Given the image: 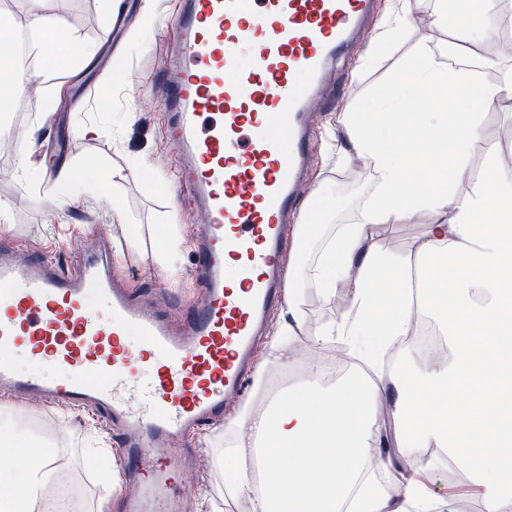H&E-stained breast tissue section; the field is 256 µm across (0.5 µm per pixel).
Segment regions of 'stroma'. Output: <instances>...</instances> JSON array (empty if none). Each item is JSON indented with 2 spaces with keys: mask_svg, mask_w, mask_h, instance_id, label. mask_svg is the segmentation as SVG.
I'll return each instance as SVG.
<instances>
[{
  "mask_svg": "<svg viewBox=\"0 0 512 512\" xmlns=\"http://www.w3.org/2000/svg\"><path fill=\"white\" fill-rule=\"evenodd\" d=\"M115 5L125 16L126 25L112 46L106 38L115 18L105 12L102 0H48L46 13L62 16L74 36L95 46L96 55L82 68H56L43 76L28 72L20 97L7 107L14 123L0 128V142L9 143L17 152L29 138H36L30 160L40 168L43 179L36 185L28 183L15 175L13 159L0 161V203L10 211L9 223L0 225V244L18 247L23 258L50 255L66 265L85 236L105 233L120 257V267L132 271L130 289L144 306L173 301L186 307L196 295L191 279L193 254L183 250L174 270H167L165 239L160 235L165 225L175 224L182 236H189L192 223L180 198L178 173L169 161L162 109L166 93L163 70L172 50L176 2L116 0ZM396 7L397 0H378L377 17L362 37V54L336 73L344 92L340 105L314 115L318 140H325L328 132H341L344 113L357 111L380 91L418 47L426 45L445 52L448 35L426 12L414 17L389 51H381L388 36V18ZM146 19L151 22L147 28L142 25ZM113 113L128 114V123L113 128L109 119ZM92 125L97 126V133H89ZM319 153V164L304 188L302 207L303 213L311 215L312 231L317 235L351 223L373 190L367 169H355L353 161L342 160L336 151L323 147ZM142 156L147 159L151 178H143L133 166ZM83 159L106 172L121 171V180L104 183L98 191L79 195L62 206L48 202L59 170ZM116 202L121 205L117 213L112 210ZM432 221L431 214L422 212L409 223L385 225L378 230L376 242L389 252H408L424 225ZM129 224L143 229L140 242L134 246L126 241L125 227ZM303 308L306 321L295 346L306 361L314 355L309 333L324 322L340 319L346 306L343 299L328 302L310 288L304 294ZM21 417L42 422L44 432L35 442L62 458V472L77 489L82 512H112L109 498L100 489L102 474L85 463L86 449L99 443L108 449L104 468L119 462L115 440L99 417L85 410H54L36 401L0 402V424ZM182 446L194 463L208 462L207 492H223L224 473L214 465L224 451L223 426L187 435Z\"/></svg>",
  "mask_w": 512,
  "mask_h": 512,
  "instance_id": "1",
  "label": "stroma"
}]
</instances>
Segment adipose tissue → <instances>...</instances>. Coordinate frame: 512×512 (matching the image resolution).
<instances>
[{"mask_svg":"<svg viewBox=\"0 0 512 512\" xmlns=\"http://www.w3.org/2000/svg\"><path fill=\"white\" fill-rule=\"evenodd\" d=\"M465 22H448V0H400L391 15L399 38L420 11L448 29L454 56L477 57L498 37L512 0H462ZM28 26L42 34V57L74 65L95 52L82 45L65 20L46 15L42 0H30ZM402 75L371 105L344 119L343 152L363 159L373 178V196L354 223L313 236L300 227V242L288 255L285 307L275 338V367L298 361L292 340L302 322V288L324 300L344 299L341 319L312 334L314 350L334 337L363 347V362L376 366L391 349L405 347L419 318L437 319L452 348L448 361L428 354L424 366L396 363L383 385H369L358 370L339 380L322 377L314 362L309 376L275 398L244 405L224 423L221 466L234 467L227 497L251 500L254 512H446L419 476L434 463L425 448H443L467 467L480 512H512V154L503 153L483 130L482 114L512 101V67L497 80H477L447 65L429 49L418 50ZM482 154L489 178L473 181L470 159ZM102 183L99 169L76 161L56 179L53 203L63 204ZM429 212L410 255L382 251L378 227ZM318 255L309 258V244ZM422 260L423 298L406 288L412 259ZM385 406L400 431L401 456L410 475L373 488L375 471L395 466L379 450L387 442L376 411ZM287 453V469L272 460ZM58 470L0 467V502L41 512L38 501Z\"/></svg>","mask_w":512,"mask_h":512,"instance_id":"adipose-tissue-1","label":"adipose tissue"}]
</instances>
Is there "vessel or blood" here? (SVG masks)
I'll use <instances>...</instances> for the list:
<instances>
[{
  "label": "vessel or blood",
  "mask_w": 512,
  "mask_h": 512,
  "mask_svg": "<svg viewBox=\"0 0 512 512\" xmlns=\"http://www.w3.org/2000/svg\"><path fill=\"white\" fill-rule=\"evenodd\" d=\"M376 0H178L165 79L169 136L193 210L197 296L179 321L131 293L111 242L72 269L0 249V397L99 411L120 441L127 512H184L182 436L243 395L283 298L284 264L313 164V104ZM251 53L239 58L241 48ZM102 310H93L88 295ZM32 365L18 369V358Z\"/></svg>",
  "instance_id": "b4317fda"
}]
</instances>
